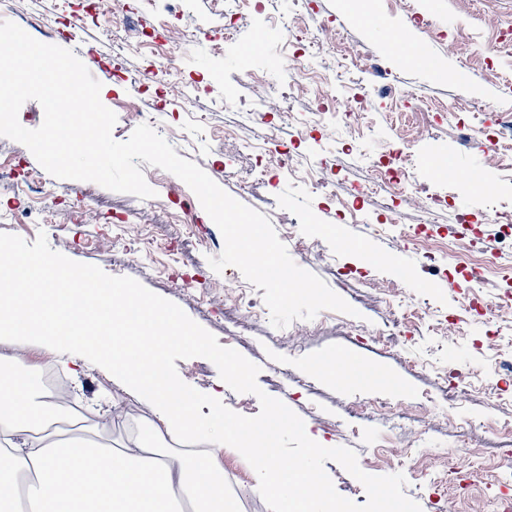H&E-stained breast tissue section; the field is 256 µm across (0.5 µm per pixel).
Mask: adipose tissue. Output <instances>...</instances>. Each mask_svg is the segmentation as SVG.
<instances>
[{"mask_svg":"<svg viewBox=\"0 0 512 512\" xmlns=\"http://www.w3.org/2000/svg\"><path fill=\"white\" fill-rule=\"evenodd\" d=\"M2 330L42 337L61 366L77 346L98 354L124 396L142 405L144 425L121 448L104 442L102 429L126 414L116 399L91 435L53 438L62 400L42 394L22 352L0 360V512H237L223 470L210 456L190 454L202 443L252 457L253 488L268 512H336L312 470L258 447L266 424L216 414L213 431L203 433L200 399L163 366L171 348L197 339L133 289L0 246ZM174 444L182 453L169 454Z\"/></svg>","mask_w":512,"mask_h":512,"instance_id":"ef3b65f1","label":"adipose tissue"}]
</instances>
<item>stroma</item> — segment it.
<instances>
[{
    "label": "stroma",
    "mask_w": 512,
    "mask_h": 512,
    "mask_svg": "<svg viewBox=\"0 0 512 512\" xmlns=\"http://www.w3.org/2000/svg\"><path fill=\"white\" fill-rule=\"evenodd\" d=\"M412 3L425 26L410 21L395 0H310L309 25L325 24L367 59L366 67L356 69L318 49L301 58L306 73L335 76L338 96L373 89L359 117L362 136L351 150L346 128L310 114L311 90H290L282 70L286 45L277 31L281 18L296 16V0H270L261 16L242 10L234 41L220 52L213 38L224 28L222 12L215 0H191L194 31L179 51V78L191 91L187 99L171 91L157 94L153 59L127 38L129 25H154L151 9L92 23L83 17L81 0H0V21L16 23L39 41L71 46L82 58L101 57L109 70L101 81L108 89L102 102L117 114L116 140H127L139 122L149 123L179 156L266 215L292 260L322 278L357 316L339 324L336 311L324 310L314 320L277 329L261 303L255 308L215 300L216 289L245 282L237 268L218 274L208 264L221 252L220 230L186 184L143 161L138 167L156 192L152 202L47 173H41L49 191L43 197L28 183L31 172H41L32 153L0 137V167L12 171L0 177V232L30 244L46 234L55 251L109 275L136 279L216 338L236 332V350L260 368L261 389L296 412L308 434L354 450L369 474L403 473V491L422 512H431L433 491L422 485L416 466L441 461L447 498L455 512H466L465 488L483 503L512 499V482L473 473L464 454L478 449L489 465L512 455V370L503 366L512 358V314L485 310L487 303L512 295V230L491 219L493 212L512 210V139L499 133L501 116L512 113V48L498 45L499 29L512 28V0ZM265 32L272 40L259 43ZM251 68L277 90L263 123L243 114L256 99L246 75ZM407 91L428 101V108L410 107L403 97ZM228 94L241 111L225 109ZM126 106L134 116L123 114ZM400 127L411 134L415 182L427 194L445 196L447 206L428 211L371 182L373 166ZM228 129L233 137H225ZM490 135L498 138L492 155L481 148ZM278 144L290 147L299 173L278 165ZM440 159L456 165V179L436 177ZM321 161L336 169L324 189L303 172ZM476 164L486 169L479 188L467 178ZM363 184L370 187L364 195L358 192ZM342 201L357 206L359 221L340 211ZM459 213L468 214L467 225L456 223ZM383 215L395 216L397 230L377 227ZM292 224L308 227V234L289 239ZM418 227L427 231L430 244H462L472 260L494 255L498 263L482 269L479 287H468L463 273L452 269L444 275L428 267L409 240ZM411 306L428 313L429 322L407 325ZM336 356L374 369L380 382L363 384L315 370V363ZM176 366L185 383L231 410L247 417L259 413L255 395L219 387L210 360L180 359ZM455 371L462 380L452 379ZM72 387L73 403L83 411L77 425L84 432L95 429L99 404L117 391L111 370L83 353ZM384 446L406 449L407 461L378 460ZM210 454L234 482L240 512H266L253 489L248 457L221 448Z\"/></svg>",
    "instance_id": "1"
}]
</instances>
